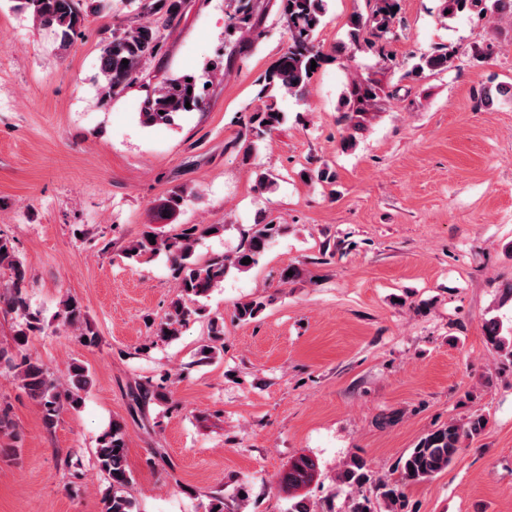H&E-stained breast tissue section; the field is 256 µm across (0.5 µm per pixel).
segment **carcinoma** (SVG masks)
Instances as JSON below:
<instances>
[{
	"instance_id": "obj_1",
	"label": "carcinoma",
	"mask_w": 512,
	"mask_h": 512,
	"mask_svg": "<svg viewBox=\"0 0 512 512\" xmlns=\"http://www.w3.org/2000/svg\"><path fill=\"white\" fill-rule=\"evenodd\" d=\"M136 5L135 20L123 28L112 30V34L102 40L99 56V71L103 82L101 90L107 97H115L138 82L145 80L146 66L154 60L162 49L164 31L177 24L186 8V0H129ZM233 12L229 13V32L245 34L250 29L253 15L252 0H233ZM370 11L367 15L355 13L350 16L347 36L350 45L359 48H375L389 33L397 6V0H367ZM22 7L32 10L41 25L53 29L66 39L79 28L87 18L75 0H22ZM281 8L288 22V46L277 64L266 74L264 85L258 97L265 100L264 106L246 116L244 141L240 148L242 160L252 157L255 141L278 129L286 120L274 103L278 93L297 95L307 86L314 75L311 62L320 65L325 55L316 43V32L327 12V0H281ZM442 11L451 15L474 12L482 16L488 14L512 16V0H442ZM128 64H122V60ZM453 59V53L446 48L421 55L412 66L411 73L418 75L426 71H446ZM207 82L192 74L172 77L148 91L144 100L141 122L147 126L168 125L182 112L201 109L206 101ZM374 89L370 85H358L353 98L343 101L349 112H358L356 104L370 97ZM190 107H185V103ZM185 188L171 191L161 206V217L172 219L180 213L188 201ZM224 229L222 224H186L180 232L164 236L153 230L143 232L125 250L129 258L152 256L165 253L170 261L172 277L178 294L169 310L156 325L154 335L168 341L180 335L181 328L199 314L201 308L195 306L199 299L206 297L224 281L232 269L246 271L257 262L270 242L280 234L279 224H257L248 236L246 245L234 255H218L200 263L194 255L198 239L213 231ZM155 239H149V236ZM251 259L248 264L241 263ZM0 269L10 272L5 291L0 294V311L15 315L17 329L13 344L15 355L0 349V360L15 371L19 387L35 401L41 412L46 428L54 427L60 410L68 407L79 410L84 402V394L92 386L89 369L75 361L71 363L64 379L53 373L39 359L28 352L29 337L45 331V324L39 314L30 311L27 288L28 268L20 257L12 239L0 235ZM263 304L248 301L239 304L235 317L239 321H250L257 317ZM58 323L64 327L80 330V339L86 346H95L99 336L90 326L82 306L68 296L59 303L55 314ZM487 344L497 353H503L512 361V335L503 334L502 325L489 320L484 325ZM224 325L210 322L211 343L199 350L201 360L211 358L222 347L215 343L222 340ZM134 406L138 409L152 400L166 399V393L150 383L138 385L131 393ZM487 424L483 414L472 416L467 423L459 424L452 420L424 434L414 448L399 460L395 481L374 478L367 461L359 455H352L344 463L336 480L346 487H374L375 497L361 496L352 501L350 512H409V503L403 488L429 481L448 468L462 449L464 440L481 433ZM125 425L114 421L102 434L95 451L96 466L107 482L103 491V512H134V503L126 489L132 482V475L126 464ZM318 472L317 461L310 456H300L293 460L278 479L282 487L290 492H298L307 487Z\"/></svg>"
}]
</instances>
